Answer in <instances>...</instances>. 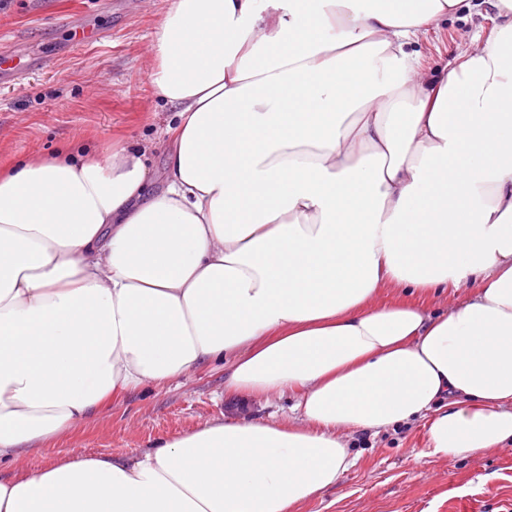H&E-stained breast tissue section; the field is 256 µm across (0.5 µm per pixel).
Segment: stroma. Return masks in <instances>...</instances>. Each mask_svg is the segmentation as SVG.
<instances>
[{"label": "stroma", "mask_w": 512, "mask_h": 512, "mask_svg": "<svg viewBox=\"0 0 512 512\" xmlns=\"http://www.w3.org/2000/svg\"><path fill=\"white\" fill-rule=\"evenodd\" d=\"M169 0H6L0 52L27 66L23 80L0 81V168L71 141L105 146L155 137L174 112L155 93L146 68L152 35ZM107 32L80 43L62 21L70 15ZM488 18L462 8L429 28L416 49L430 74L454 60ZM291 395L265 400L224 392V371L205 367L169 384L131 389L87 424L20 449L0 463L12 481L71 456H130L181 437L207 420L285 418ZM421 423L353 438L357 467L300 512H512V447L455 461L415 458Z\"/></svg>", "instance_id": "obj_1"}]
</instances>
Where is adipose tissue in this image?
Listing matches in <instances>:
<instances>
[{"instance_id":"1","label":"adipose tissue","mask_w":512,"mask_h":512,"mask_svg":"<svg viewBox=\"0 0 512 512\" xmlns=\"http://www.w3.org/2000/svg\"><path fill=\"white\" fill-rule=\"evenodd\" d=\"M483 2L497 33L435 78L411 47L463 0H169L148 62L175 128L0 169V462L207 364L300 393L0 481V512H299L358 433L512 443V0Z\"/></svg>"}]
</instances>
